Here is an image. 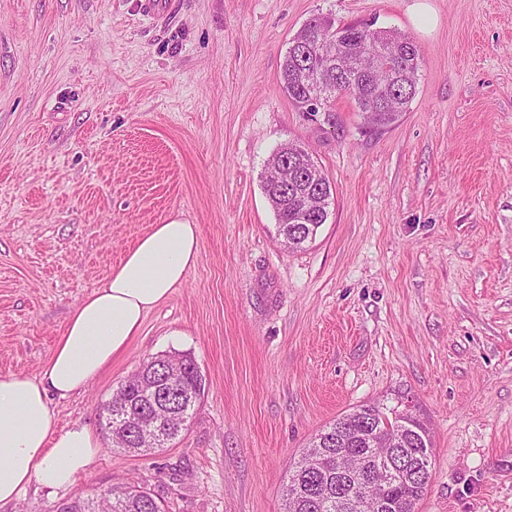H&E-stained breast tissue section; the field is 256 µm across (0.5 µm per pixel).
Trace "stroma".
Wrapping results in <instances>:
<instances>
[{
  "label": "stroma",
  "mask_w": 512,
  "mask_h": 512,
  "mask_svg": "<svg viewBox=\"0 0 512 512\" xmlns=\"http://www.w3.org/2000/svg\"><path fill=\"white\" fill-rule=\"evenodd\" d=\"M0 0V373L37 375L73 305L154 224L200 228L184 280L80 394L101 448L56 512L134 480L164 512H283L288 469L362 405L412 408L434 461L418 512H512V0ZM320 15L392 28L422 58L386 128L333 122L278 83ZM302 143L326 224L289 251L264 192ZM190 354L204 396L170 448H114L101 403L152 356Z\"/></svg>",
  "instance_id": "1"
}]
</instances>
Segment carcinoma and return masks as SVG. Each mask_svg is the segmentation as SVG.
Wrapping results in <instances>:
<instances>
[{
  "instance_id": "cac0c4a2",
  "label": "carcinoma",
  "mask_w": 512,
  "mask_h": 512,
  "mask_svg": "<svg viewBox=\"0 0 512 512\" xmlns=\"http://www.w3.org/2000/svg\"><path fill=\"white\" fill-rule=\"evenodd\" d=\"M398 50L390 69L376 70L371 60ZM338 53L363 58L367 72L357 69H328L324 54ZM421 63L420 49L410 37L391 29L367 26L334 27L325 17L308 21L291 39L280 68L283 93L301 111H307L312 93L298 82V72L327 73L325 103L347 94L357 111L370 110L378 84H391L395 96L386 111L367 116V122L387 127L406 111L414 99ZM312 158L297 143L288 153L277 151L269 167L284 161L292 164L296 185L286 187L266 176L264 192L276 215L277 230L288 249L301 250L315 239L329 214L331 185L322 178L325 192L317 195L319 205L304 208L306 180L300 167ZM205 380L194 358L188 354H160L140 368L112 394V407L131 404L136 415L112 423V446L147 455L170 444L186 429L197 411ZM359 456L371 468L394 465L396 474L385 484L371 486L359 480L351 486L336 484V449ZM433 441L427 425L418 417L403 424L400 412L376 405H363L316 433L305 452L288 472L284 488V512H416L425 495L433 463ZM98 512H163L152 493L134 482L125 490L98 496Z\"/></svg>"
}]
</instances>
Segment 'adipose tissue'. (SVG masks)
<instances>
[{"mask_svg":"<svg viewBox=\"0 0 512 512\" xmlns=\"http://www.w3.org/2000/svg\"><path fill=\"white\" fill-rule=\"evenodd\" d=\"M198 225H152L108 277L69 313L43 371L0 373V508L31 483L70 485L100 445L75 423L59 428L52 398L83 392L139 332L146 314L183 281L199 253Z\"/></svg>","mask_w":512,"mask_h":512,"instance_id":"ef3b65f1","label":"adipose tissue"}]
</instances>
